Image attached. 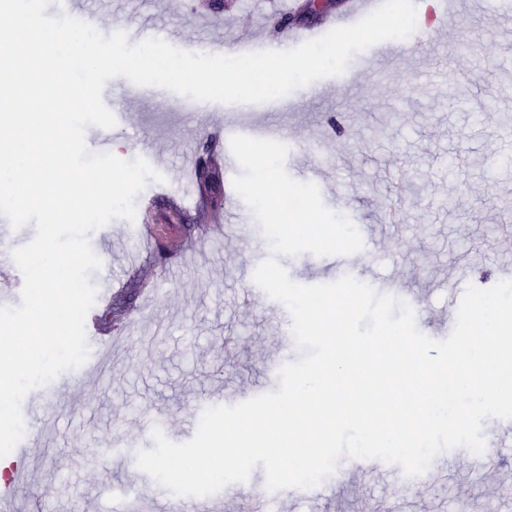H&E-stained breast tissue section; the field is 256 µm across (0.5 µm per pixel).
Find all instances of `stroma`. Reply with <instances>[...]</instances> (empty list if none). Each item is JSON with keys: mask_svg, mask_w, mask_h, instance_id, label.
I'll return each mask as SVG.
<instances>
[{"mask_svg": "<svg viewBox=\"0 0 512 512\" xmlns=\"http://www.w3.org/2000/svg\"><path fill=\"white\" fill-rule=\"evenodd\" d=\"M483 2L462 13L442 39H421L418 69L401 60L372 65L353 72L348 86L316 95L304 86L278 106L257 104L248 116L287 131L285 167L292 178L302 179L305 167L333 163L338 183L321 188L322 200L353 222L374 254L356 266L354 277L397 280L401 296L418 304L419 330L436 340L448 338L455 325L449 293L512 280V236L501 231L502 219L512 215V67L503 64L512 57V29L500 26L498 0ZM287 7L288 0H131L122 22L152 18L176 47L196 39L228 47L258 29L273 45ZM488 28L500 32L495 43L449 59V41H474ZM104 93L121 116L105 150L126 160L152 152V165L166 181L149 183L150 193L184 191L185 156L201 157L222 124L238 117L231 104L195 111L194 99L177 93L149 102L125 98L109 84ZM460 95L470 109L452 107ZM332 113L343 123L335 140L324 136ZM319 137L322 152L309 151V141ZM391 212L399 223H388ZM186 217L177 234L188 247L168 278L146 266L139 243L147 231L140 222L116 219L91 234L102 261L91 282L119 288L127 337L97 372L83 365L32 390L35 398L47 390L57 398L27 461L31 485L17 493L20 512L35 506L112 512L106 485L128 482L140 488V512H158L170 493L136 464L139 451L154 446L155 420H163L170 440L188 441L203 411L218 401L215 393L235 405L277 390L270 364L302 356L289 340L287 308L247 294L257 265L270 254L258 223L245 236L211 245L198 215ZM279 262L299 284L341 277L328 257L305 253ZM483 430L503 437L494 473L463 460L444 483L425 484L384 462L365 469L344 458L324 479L321 498L295 488L269 492L264 512H512V421L490 418ZM117 438L125 444L121 456L110 451Z\"/></svg>", "mask_w": 512, "mask_h": 512, "instance_id": "stroma-1", "label": "stroma"}]
</instances>
